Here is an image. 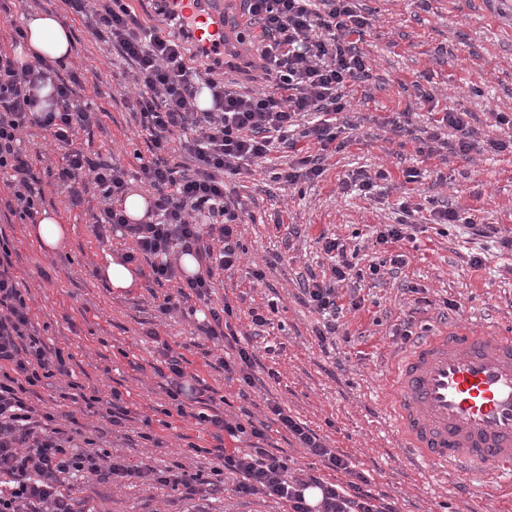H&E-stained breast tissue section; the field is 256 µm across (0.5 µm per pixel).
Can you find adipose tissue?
Masks as SVG:
<instances>
[{"label": "adipose tissue", "mask_w": 512, "mask_h": 512, "mask_svg": "<svg viewBox=\"0 0 512 512\" xmlns=\"http://www.w3.org/2000/svg\"><path fill=\"white\" fill-rule=\"evenodd\" d=\"M26 38L15 49L19 63L43 58L47 61H65L72 53V30L53 13L33 12L24 19Z\"/></svg>", "instance_id": "adipose-tissue-1"}]
</instances>
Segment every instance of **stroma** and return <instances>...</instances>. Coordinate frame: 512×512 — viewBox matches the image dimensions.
I'll list each match as a JSON object with an SVG mask.
<instances>
[{
    "instance_id": "35a3bbf8",
    "label": "stroma",
    "mask_w": 512,
    "mask_h": 512,
    "mask_svg": "<svg viewBox=\"0 0 512 512\" xmlns=\"http://www.w3.org/2000/svg\"><path fill=\"white\" fill-rule=\"evenodd\" d=\"M357 6L372 20L356 43L370 70L346 90V147L326 159L322 176L310 182L286 186L264 163L227 182L231 198L241 200L252 219L242 228L240 262L216 273L212 301L243 311L258 307L270 320L258 333L248 319L232 323L241 345L253 348L258 359L261 383L249 401L239 399L238 383L225 381L216 363L221 346L196 330L203 302L193 301V313L165 315L144 278L121 293L100 278L108 257L127 253L132 243L116 233L101 239L93 234L98 188L87 183L82 203L70 205L48 174L61 165L64 150L39 129L23 136L22 145L44 191L43 208L59 213L68 234L55 252L43 251L10 213L12 194L1 181L0 234L11 245L14 272L42 340L48 348L68 349L73 358L70 377L35 387L25 400L73 417L83 437L130 464L209 469L206 450L215 439L195 419L174 413L166 381L155 371L168 347L182 355L186 374L197 378L202 399L212 400L217 411L236 415L245 408L260 419L266 401L279 402L364 470L373 492L386 495L397 512H512V496L495 484H473L409 461L383 402L389 361L404 346L403 321L412 320L417 338L454 326L512 325V252L463 225L430 219L433 208L447 204L475 223L512 233V153L476 152L468 159L452 151L420 153L431 115L413 87L421 81L472 113L480 138L502 137L491 115L512 117V0H357ZM36 10L57 14L71 27L73 53L61 74L80 76L79 94L96 114L91 126L75 130L73 147L114 160L136 180L152 146L116 91L123 62L110 44L94 39L63 0H0V50L13 53V28ZM405 111L406 131L392 134L388 119ZM409 168L419 171L418 181L406 182ZM379 170L388 174L381 192L342 191V182L357 172ZM403 199L417 209L412 238L377 243L375 229L395 223ZM323 235L357 248L355 263L362 270L397 254L407 257L398 272L363 280L360 308H344V336L326 349L314 333L319 314L298 299L306 278L330 271L319 243ZM475 253L483 258L476 268L469 263ZM270 259L275 267H267ZM256 269L265 270L263 281L254 280ZM116 392L128 411L118 425L108 415ZM91 395L97 402L90 406ZM237 480L225 474L208 512H285L284 504L266 497L235 498ZM71 486L80 512H193L179 491L136 478L75 479Z\"/></svg>"
}]
</instances>
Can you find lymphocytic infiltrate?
Masks as SVG:
<instances>
[{
  "label": "lymphocytic infiltrate",
  "mask_w": 512,
  "mask_h": 512,
  "mask_svg": "<svg viewBox=\"0 0 512 512\" xmlns=\"http://www.w3.org/2000/svg\"><path fill=\"white\" fill-rule=\"evenodd\" d=\"M87 31L110 43L127 62L126 84L135 89L132 108L142 132L153 144L151 159L141 161L138 179L151 196L146 221L129 222L118 207L129 183L118 164L94 159L70 148L73 130L90 125L95 114L79 99L78 77L62 78L58 70L39 59L18 64L0 52V174L10 177L12 198L7 206L22 221H35L44 193L31 174L29 154L21 146L24 132L38 128L66 145L63 163L54 179L67 191L71 204L81 201L78 189L84 175H92L103 206L94 221L96 235L124 231L134 244L126 261L150 259V275L157 285L175 283V294L165 295L160 309L170 313L178 303L209 300L215 270L237 264L244 252L239 228L247 210L230 199L225 180L241 175L250 163L270 160L275 153L295 150L306 140L319 147L316 155L297 158L276 177L286 185L313 180L323 173L320 153L340 136L338 114L349 103L343 90L365 79L369 65L356 49L354 36L363 34L369 19L355 0H242L250 25L260 27L265 44L259 54L262 78L271 90L237 91L203 75L197 58L177 31L179 18L157 6L160 24L146 26L125 0H66ZM56 89L55 111L38 114L33 90L43 82ZM208 89L210 109H199L201 89ZM421 103L439 108L421 145L428 153L453 148L466 157L474 150L500 152L512 148V118L494 113L496 126L507 127L505 137L479 140L467 113L440 106L435 95L418 90ZM179 137L188 164L176 172L166 157L171 137ZM210 222L198 224L197 214ZM325 252L337 262L327 280L309 278L301 301L321 315L315 336L321 347L335 344L343 310L337 283L379 275L380 265L356 270L344 244L324 239ZM192 253L204 263V272L183 277L173 258L175 251ZM72 355L58 348L47 351L31 308L13 273L11 249L0 239V512H77L76 501L64 485L75 477L103 481L138 478L181 490L191 499L215 491L225 473L238 475L235 492L246 499L257 494L284 502L287 512H396L392 504L373 494L368 475L326 438L288 414L276 401L267 402L271 421L241 423L221 414L195 412V420L210 427L218 446L217 463L210 471L162 470L129 465L112 459L108 451H84L71 432L56 425L54 412H36L23 395L43 380L68 375ZM277 424L317 458L325 468L343 473L336 484L306 472H289L286 458L263 448L270 424ZM254 438L255 446L233 450L221 446L223 437ZM322 492L317 506H309L303 492Z\"/></svg>",
  "instance_id": "f902f5d3"
}]
</instances>
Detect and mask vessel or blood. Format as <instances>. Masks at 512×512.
<instances>
[{
  "instance_id": "obj_1",
  "label": "vessel or blood",
  "mask_w": 512,
  "mask_h": 512,
  "mask_svg": "<svg viewBox=\"0 0 512 512\" xmlns=\"http://www.w3.org/2000/svg\"><path fill=\"white\" fill-rule=\"evenodd\" d=\"M190 26L194 52L245 67L247 25L229 35L221 0H167ZM386 405L408 458L512 490V331L454 327L402 351L390 368Z\"/></svg>"
}]
</instances>
